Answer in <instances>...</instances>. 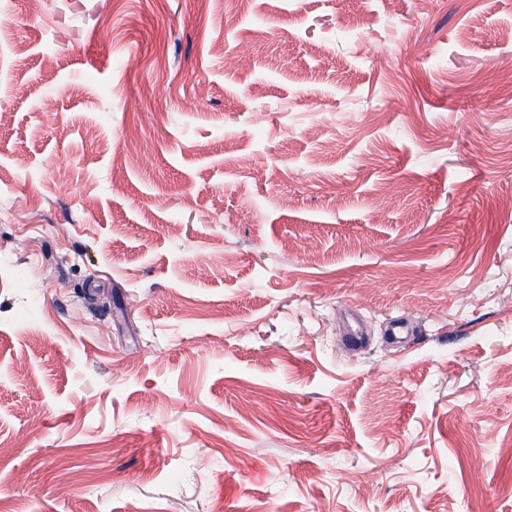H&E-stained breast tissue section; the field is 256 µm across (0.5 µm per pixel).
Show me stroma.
<instances>
[{"instance_id": "35a3bbf8", "label": "stroma", "mask_w": 512, "mask_h": 512, "mask_svg": "<svg viewBox=\"0 0 512 512\" xmlns=\"http://www.w3.org/2000/svg\"><path fill=\"white\" fill-rule=\"evenodd\" d=\"M511 78L512 0H0V512H512Z\"/></svg>"}]
</instances>
